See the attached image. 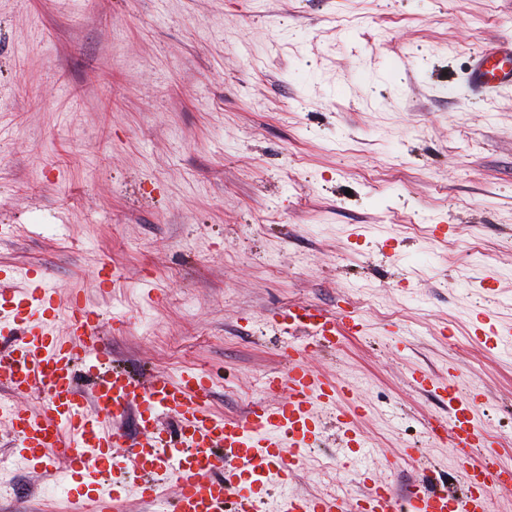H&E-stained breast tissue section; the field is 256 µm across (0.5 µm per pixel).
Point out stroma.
Returning a JSON list of instances; mask_svg holds the SVG:
<instances>
[{"mask_svg": "<svg viewBox=\"0 0 512 512\" xmlns=\"http://www.w3.org/2000/svg\"><path fill=\"white\" fill-rule=\"evenodd\" d=\"M512 43V0H0V269L80 293L116 364L204 371L239 416L283 368L285 307L353 311L364 331L310 365L354 387L355 464L331 411L292 491L377 483L424 463L462 479L413 372L456 371L512 465V87L472 56ZM122 288L102 291L101 263ZM492 314L501 346L478 341ZM0 422V512H77L59 462L21 463ZM423 449V461L404 448ZM468 82L472 89L485 94L512 86V44L494 46L476 55L469 71Z\"/></svg>", "mask_w": 512, "mask_h": 512, "instance_id": "obj_1", "label": "stroma"}]
</instances>
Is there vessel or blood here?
<instances>
[{"label": "vessel or blood", "instance_id": "obj_1", "mask_svg": "<svg viewBox=\"0 0 512 512\" xmlns=\"http://www.w3.org/2000/svg\"><path fill=\"white\" fill-rule=\"evenodd\" d=\"M468 82L486 94L512 86V44L476 55ZM11 280V274L0 276V333L17 340L0 352V385L18 396L36 391L45 396L39 410L9 412L10 427L20 436L18 453L33 467L63 461L67 472L88 487L111 481V495L82 499L84 512H119L129 474L139 479L137 495L150 502H164L165 484L174 483L173 512H261L272 478L285 492L283 512H351L348 498H307L288 492L287 486L302 468L307 448L319 440L317 408L337 405L334 421L343 442L357 434L351 387L336 385L311 368L308 352L336 349L345 336L361 333L358 319L304 303L281 312L277 326L311 335L316 343L292 348L286 370L265 378L268 400L228 418L211 407L205 373L138 379L116 369L99 317L79 293L60 300L40 272L29 276L21 294L11 288ZM61 314L68 325L64 337L48 327ZM80 370L91 379L89 391L78 385ZM413 380L448 400L447 419L428 422L427 431L447 436L451 448L478 449L479 456L460 459L461 489L421 482L399 500L387 486L376 485L363 499L365 512H487L492 490L512 489V467L503 463L478 423L473 393L453 373L436 379L421 372ZM343 399L348 405L342 409ZM165 416L176 419V434L163 429ZM131 417L137 427L133 435L124 428Z\"/></svg>", "mask_w": 512, "mask_h": 512}]
</instances>
